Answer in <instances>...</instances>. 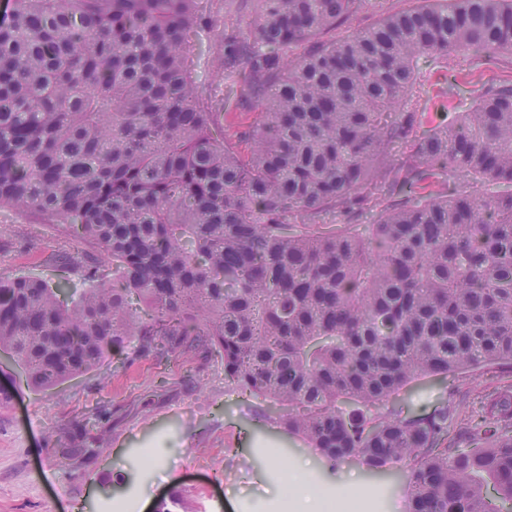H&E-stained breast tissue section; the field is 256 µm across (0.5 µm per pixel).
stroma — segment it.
I'll list each match as a JSON object with an SVG mask.
<instances>
[{
  "label": "stroma",
  "instance_id": "obj_1",
  "mask_svg": "<svg viewBox=\"0 0 512 512\" xmlns=\"http://www.w3.org/2000/svg\"><path fill=\"white\" fill-rule=\"evenodd\" d=\"M212 26L201 35L194 76L223 83L224 29L247 21L254 0H203ZM432 122L452 120L477 99L488 80L512 82V59L487 64L449 57L419 64ZM465 87L448 93L450 82ZM63 230L45 216L0 214V267L37 274ZM11 400L0 406V512H104L110 501L135 499V512H154L177 485L206 512H284L276 493L277 463L306 468L313 487L332 492L349 482L380 497L382 512H407L405 474L394 465L378 472L355 463L328 464L299 437L288 434L271 408L240 395L224 381L214 354L141 357L127 366L105 363L97 374L43 391L26 385L19 368L0 372ZM95 421L104 445L90 458H70L59 434ZM156 449L158 463L141 451Z\"/></svg>",
  "mask_w": 512,
  "mask_h": 512
}]
</instances>
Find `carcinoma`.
<instances>
[{
	"mask_svg": "<svg viewBox=\"0 0 512 512\" xmlns=\"http://www.w3.org/2000/svg\"><path fill=\"white\" fill-rule=\"evenodd\" d=\"M368 2L255 0L224 80L258 112L228 135L192 76L201 0H12L0 212L50 215L105 264L44 261L82 290L0 269V351L38 391L111 357L213 352L326 461L402 466L408 512H512V382L477 420L457 400L512 368V191H482L512 187V84L436 125L417 91L423 57L512 55V0H419L323 40ZM429 378L439 406L414 413ZM156 512L199 510L175 487ZM440 396V382L427 379L409 391V403L416 413L431 412Z\"/></svg>",
	"mask_w": 512,
	"mask_h": 512,
	"instance_id": "obj_1",
	"label": "carcinoma"
}]
</instances>
